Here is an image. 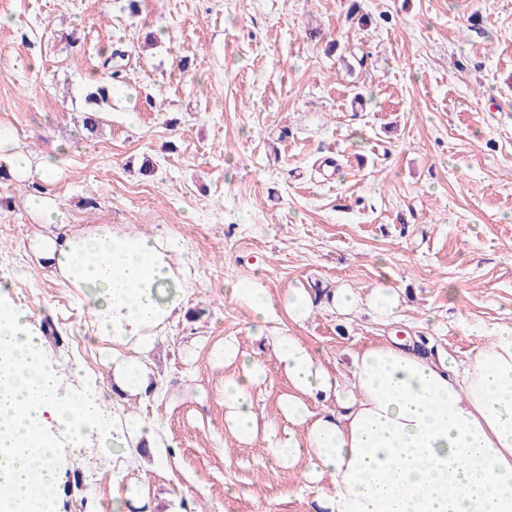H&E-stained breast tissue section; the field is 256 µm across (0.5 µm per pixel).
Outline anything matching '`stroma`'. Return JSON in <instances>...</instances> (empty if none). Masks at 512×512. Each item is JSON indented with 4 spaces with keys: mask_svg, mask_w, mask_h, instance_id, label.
Returning <instances> with one entry per match:
<instances>
[{
    "mask_svg": "<svg viewBox=\"0 0 512 512\" xmlns=\"http://www.w3.org/2000/svg\"><path fill=\"white\" fill-rule=\"evenodd\" d=\"M0 16V277L53 321L49 358L111 396L112 343L35 257L31 199L59 209L57 234L158 235L190 269L150 356L161 395L117 406L161 431L166 466L96 435L61 447L55 512H113L117 473L151 512H312L298 471L224 432L225 337L268 368L259 412L277 418L288 390L224 294L256 272L275 301L311 290L308 320L268 326L343 375L392 334L465 363L512 323V0H0ZM106 81L91 132L85 97ZM383 280L404 293L398 322L329 311V289Z\"/></svg>",
    "mask_w": 512,
    "mask_h": 512,
    "instance_id": "1",
    "label": "stroma"
}]
</instances>
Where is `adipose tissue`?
<instances>
[{
	"instance_id": "obj_1",
	"label": "adipose tissue",
	"mask_w": 512,
	"mask_h": 512,
	"mask_svg": "<svg viewBox=\"0 0 512 512\" xmlns=\"http://www.w3.org/2000/svg\"><path fill=\"white\" fill-rule=\"evenodd\" d=\"M31 248L80 291L92 335L111 340L116 388L133 397L153 386L148 357L184 299L185 271L169 245L106 227L41 234ZM10 286L0 282V512H55L63 437L80 448L90 435L108 436L126 457L148 448L163 464L151 424L111 415L91 393L62 397L66 377L47 360L37 320L12 303ZM228 293L263 333L274 308L262 275ZM328 307L341 315L364 307L390 323L401 297L384 284L364 300L339 287ZM270 342L288 382L278 412L290 430L259 414L255 395L267 369L229 338L218 351L239 368L224 379V430L243 443L263 440L280 466L300 469L304 487L318 491L314 512H512V326L495 329L465 364L399 340L367 346L353 354L345 383L299 337Z\"/></svg>"
}]
</instances>
